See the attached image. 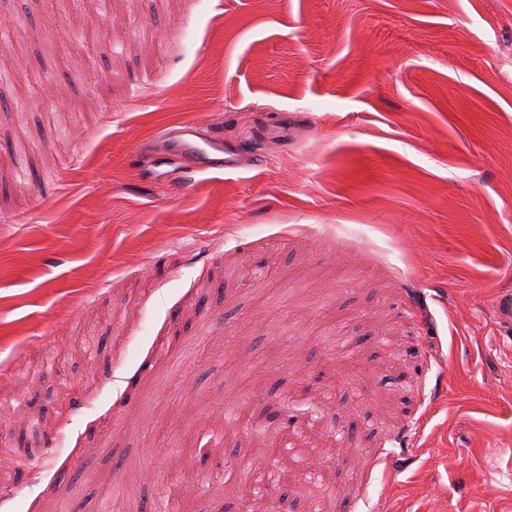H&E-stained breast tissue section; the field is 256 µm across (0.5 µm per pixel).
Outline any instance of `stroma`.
I'll return each mask as SVG.
<instances>
[{
	"mask_svg": "<svg viewBox=\"0 0 512 512\" xmlns=\"http://www.w3.org/2000/svg\"><path fill=\"white\" fill-rule=\"evenodd\" d=\"M99 2L0 0V512H512V0ZM168 140L178 142L176 153L187 167L194 171L230 170L234 168L231 160L220 157L224 152L223 142L207 137L197 127H186L178 132H167Z\"/></svg>",
	"mask_w": 512,
	"mask_h": 512,
	"instance_id": "1",
	"label": "stroma"
}]
</instances>
